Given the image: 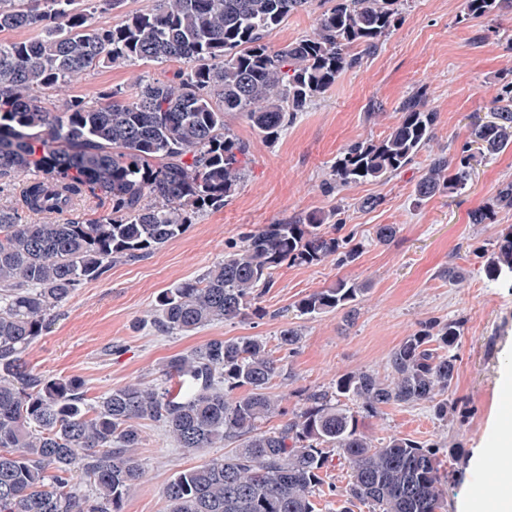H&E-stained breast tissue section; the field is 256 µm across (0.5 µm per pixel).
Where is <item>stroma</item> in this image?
Returning <instances> with one entry per match:
<instances>
[{
	"instance_id": "35a3bbf8",
	"label": "stroma",
	"mask_w": 512,
	"mask_h": 512,
	"mask_svg": "<svg viewBox=\"0 0 512 512\" xmlns=\"http://www.w3.org/2000/svg\"><path fill=\"white\" fill-rule=\"evenodd\" d=\"M463 7L464 0H407L401 23L377 50L300 112L275 142L257 135L242 114H228L227 125L249 143L252 159L238 192L223 209L196 217L178 239L77 288L27 350L30 365L49 377H81L94 398L113 387L155 382L165 360L212 337L257 336L284 366L270 392L285 396L292 410L304 392L330 388L340 374L386 376L390 352L421 323L458 319L459 361L448 397L463 399L466 415L440 421L420 403L390 405L360 419L377 446L393 435L435 443L448 471V512H462L477 490L494 487L493 468L477 469L474 461L481 449L495 445L506 404L502 385L512 368V286L488 282L483 267L499 235L512 229V209L497 210L489 224L473 223L471 213L492 199L502 181L512 179V148L476 163L461 192L421 205L413 195L430 160L464 140L471 115L489 116L496 91L512 80V12L462 23ZM324 8V0H309L271 35V43L282 46L311 34ZM167 71L164 65L102 69L49 91L47 106L54 112L70 96L90 97L105 88L130 95L141 76L161 78ZM420 87L438 114L434 140L387 181L324 192L340 152L353 142L383 136L401 100ZM368 196L380 197V205L360 208L359 200ZM306 212L338 213L346 231L355 234L358 259L344 266L329 259L276 269L272 288L256 302L257 313L241 320L188 334L163 333L153 325L150 312L161 291L202 276L244 233ZM380 224L397 225L391 241L377 240ZM451 262L464 271L456 284L439 275ZM340 277L367 285L353 320L340 311L299 315V299ZM287 326L301 333L290 352L277 347ZM140 427L143 442L135 454L146 476L124 512H167L164 485L221 451L189 452L154 422L141 421Z\"/></svg>"
}]
</instances>
